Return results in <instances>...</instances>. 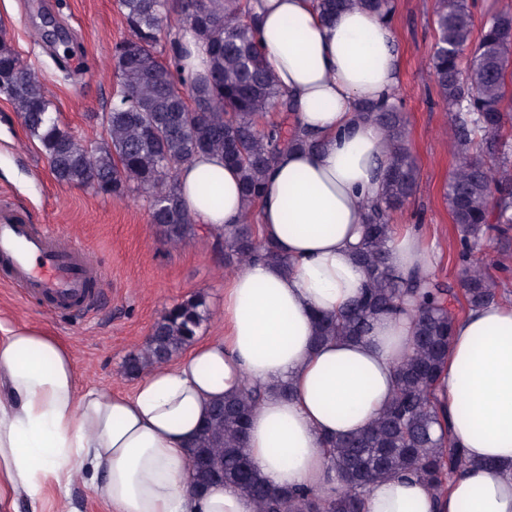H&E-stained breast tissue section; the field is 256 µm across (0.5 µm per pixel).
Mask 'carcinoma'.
I'll list each match as a JSON object with an SVG mask.
<instances>
[{
    "instance_id": "1",
    "label": "carcinoma",
    "mask_w": 512,
    "mask_h": 512,
    "mask_svg": "<svg viewBox=\"0 0 512 512\" xmlns=\"http://www.w3.org/2000/svg\"><path fill=\"white\" fill-rule=\"evenodd\" d=\"M129 37L114 47L117 101L102 117L108 139L83 145L52 116L53 104L37 73L12 46L0 40V95L12 104L27 135L38 141L54 178L66 185H91L122 196L133 188L147 194L152 223L164 240L178 243L195 234L176 188V171L194 156L220 153L239 171L241 192L254 208L275 156L288 146H313L272 118L290 112L287 93L265 68L256 41L257 16L251 0H119ZM391 11L390 0H316L327 20L352 6ZM177 16L202 39L208 73L184 74L178 55L159 50L164 20ZM437 32L432 76L448 107V124L458 156L445 197L460 233L463 311L505 300L499 281L479 253L494 237L512 230V4L476 27L469 0H436ZM368 116L386 131L389 151L384 191L368 202L364 235L355 250L366 279L359 295L336 317L317 322V343L332 336L361 339L381 316L407 312L413 320V350L398 366L389 405L360 434L336 440L329 457L340 492L325 497L311 489H271L252 464L247 448L250 417L260 389L217 401L199 427L192 468L196 489L216 480L251 498L256 512H362L364 495L379 481L410 474L442 493L467 465L432 397L448 357L451 332L460 311L446 306L454 288L430 274H401L389 263L391 214L405 206L418 186L416 160L406 144V118L389 102L367 106ZM480 150L472 152L474 138ZM228 263L278 260L262 242L251 217L215 234ZM209 311L194 295L168 308L153 324L143 351L129 357L125 374L134 377L153 364L179 355L194 341Z\"/></svg>"
}]
</instances>
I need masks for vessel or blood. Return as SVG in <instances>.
I'll list each match as a JSON object with an SVG mask.
<instances>
[{
	"label": "vessel or blood",
	"instance_id": "b4317fda",
	"mask_svg": "<svg viewBox=\"0 0 512 512\" xmlns=\"http://www.w3.org/2000/svg\"><path fill=\"white\" fill-rule=\"evenodd\" d=\"M0 274L59 317L92 310L107 290L84 250L8 210L0 211Z\"/></svg>",
	"mask_w": 512,
	"mask_h": 512
}]
</instances>
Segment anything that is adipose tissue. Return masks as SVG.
I'll return each mask as SVG.
<instances>
[{
	"mask_svg": "<svg viewBox=\"0 0 512 512\" xmlns=\"http://www.w3.org/2000/svg\"><path fill=\"white\" fill-rule=\"evenodd\" d=\"M264 62L287 92L292 124L315 148L282 150L255 207L217 154L176 173L199 229L217 232L252 213L277 260H255L224 282L223 335L198 342L175 365L142 372L133 392L80 387L68 348L42 330L0 321V512L17 492L39 500L92 468L109 512H254L230 484L204 497L190 488L189 445L214 402L263 386L247 436L267 485L334 496L328 444L363 431L390 403L413 342L407 320L383 317L368 336L312 342L315 320L342 312L365 280L352 246L368 201L380 196L384 129L362 105L391 100L401 79L389 17L354 6L324 23L314 0H252ZM434 251L396 231L390 263L431 271ZM290 393L281 396L280 383ZM434 403L468 465L439 494L426 482L387 478L365 512H512V304L456 321Z\"/></svg>",
	"mask_w": 512,
	"mask_h": 512,
	"instance_id": "1",
	"label": "adipose tissue"
}]
</instances>
